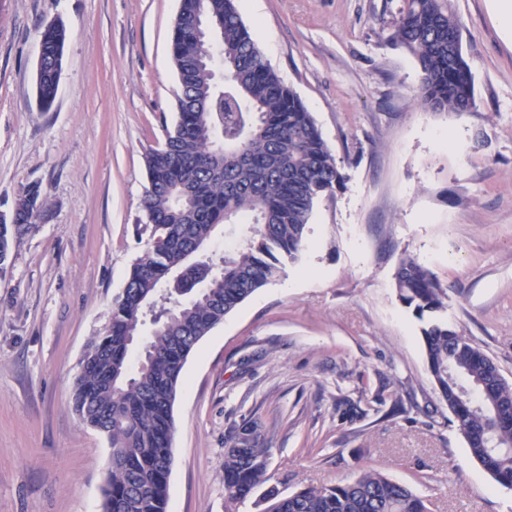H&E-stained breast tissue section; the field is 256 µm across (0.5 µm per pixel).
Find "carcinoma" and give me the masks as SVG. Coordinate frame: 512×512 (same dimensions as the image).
<instances>
[{
	"instance_id": "carcinoma-1",
	"label": "carcinoma",
	"mask_w": 512,
	"mask_h": 512,
	"mask_svg": "<svg viewBox=\"0 0 512 512\" xmlns=\"http://www.w3.org/2000/svg\"><path fill=\"white\" fill-rule=\"evenodd\" d=\"M221 28L224 82L205 61L197 21ZM390 40L417 61L418 102L430 112L474 105V79L460 51L461 22L449 0H403ZM67 32L41 34L39 105L54 101ZM178 81L176 121L146 153L143 200L147 235L103 332L87 345L73 386L83 424L109 441L102 512H167L173 466V406L182 370L199 342L257 290L300 258L315 202L344 181L327 143L297 93L267 64L235 0H180L171 39ZM37 184L25 188L0 223V267L35 229ZM224 224L247 232L220 263L199 259ZM399 300L422 323L425 362L436 389L462 413L471 457L500 485H512V382L448 322L447 288L414 258L395 274ZM153 330L136 367L130 346L146 321ZM271 449L261 424L244 422L224 448V496L236 505L267 483ZM263 512H429L427 500L374 469L354 480L261 497Z\"/></svg>"
}]
</instances>
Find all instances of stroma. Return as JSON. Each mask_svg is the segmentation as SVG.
Returning a JSON list of instances; mask_svg holds the SVG:
<instances>
[{"mask_svg": "<svg viewBox=\"0 0 512 512\" xmlns=\"http://www.w3.org/2000/svg\"><path fill=\"white\" fill-rule=\"evenodd\" d=\"M475 106L428 112L389 35L402 0H238L345 180L300 259L189 356L173 406L168 512H231L224 446L259 419L269 486L292 494L374 468L431 512H512L469 454L398 299L402 254L448 289V319L512 381V33L495 0H452ZM180 0H0V212L41 187L34 232L0 269V512H101L106 437L72 405L85 348L142 251L144 155L176 113ZM69 33L40 109L41 33Z\"/></svg>", "mask_w": 512, "mask_h": 512, "instance_id": "stroma-1", "label": "stroma"}]
</instances>
